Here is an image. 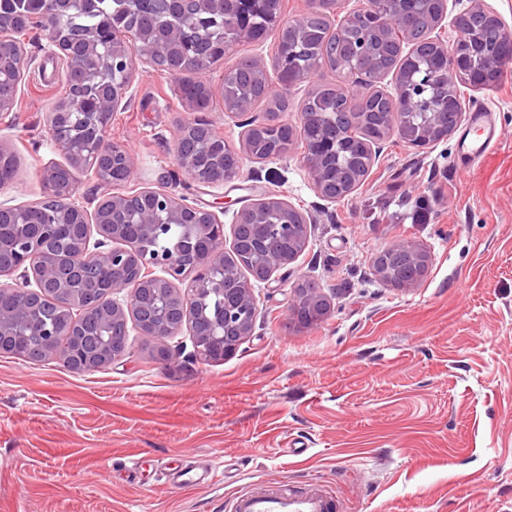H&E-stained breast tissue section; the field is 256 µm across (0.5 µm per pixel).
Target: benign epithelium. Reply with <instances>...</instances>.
I'll return each mask as SVG.
<instances>
[{
	"label": "benign epithelium",
	"instance_id": "1",
	"mask_svg": "<svg viewBox=\"0 0 512 512\" xmlns=\"http://www.w3.org/2000/svg\"><path fill=\"white\" fill-rule=\"evenodd\" d=\"M377 0H358L352 13L369 27L380 24L374 3ZM136 10L147 16H161L168 22L167 39L178 44L182 66L167 67L169 75L180 77L189 70L204 72L210 69L208 54L214 43L225 40L230 44L244 40L258 41L266 34L255 31L260 18L261 3L257 0H134ZM81 6V0H43L39 18L50 44L59 50L69 67L68 86L71 96L55 105L47 113V129L54 144L79 145L72 154L77 167L94 170L102 177L118 170L122 183L132 181L135 165L132 155L121 145L107 139L112 117L125 97L129 84L115 81L138 65L157 66L164 55L163 43L141 38L129 28H117L112 18L105 20L102 31L86 33L79 47L68 48L53 36L56 24L72 15ZM502 30L512 40V30L506 28L497 11L488 0H472L468 8ZM266 16L273 22L277 45H282L289 30L298 26L301 16L287 19L280 6L267 7ZM443 45L444 58L451 61L461 76L471 77L468 86L485 89L497 82V62L488 54L475 50L463 51L456 40L446 41L441 35L432 37ZM412 57L403 59L404 75L400 91L422 82L428 75L406 65ZM25 56L13 54L12 48L0 44V82L10 70L23 72ZM367 78L350 75L341 84L343 106L354 107L364 93ZM453 108L464 115L462 101L443 92L437 112H407L397 104L387 113V130L406 134L408 144L424 149L438 141L441 115ZM307 135L303 139V163L313 167L314 155L332 154L336 159V178L348 174L343 162V138L330 136L304 119ZM182 132H177L174 143L177 167L193 182L209 185L226 182L240 176L243 163L252 160L248 150L238 154L236 167L224 170V152L211 149L206 143L204 155L182 148ZM47 220L31 229L20 218H15L17 233L10 239H0V254L6 251L31 253L37 257L35 265L17 263L0 273L13 278L10 284L0 283V291L8 292L12 303L0 307V355L15 356L19 338V324L40 304L50 290L61 287L84 293L94 307L97 326L128 330L133 323L139 335L154 345L155 358L168 364L181 353L170 344L183 328L191 332L195 356L204 362H215L232 355L243 341L252 335L260 310L252 284L241 282L246 276L242 267H231L229 255L247 252L260 255L265 261L266 274L262 283L288 266L299 255L295 250L309 236V221L301 224L288 222L283 217L273 226L268 236L241 239L232 235L231 249L224 248V224L219 211L190 204L184 196L170 189L134 190L127 194L105 193L93 211L80 203L75 183L71 180L57 183L56 191L45 197ZM96 226L101 239L90 250V228ZM182 229L183 247L162 248L157 242L169 230ZM405 247L396 242L381 251L374 260V271L381 279L388 278V265L382 258ZM191 278V286L182 290L176 282ZM122 298H117V295ZM331 310V304L322 291L314 296L300 294L294 288L290 304L291 319L311 316L320 307ZM87 308L76 306L58 318H43L33 324V335L38 351L61 359L68 368L93 370L112 364L128 352L127 341L113 338L104 341L100 333L89 332L85 322ZM94 335L93 344L85 345L80 337Z\"/></svg>",
	"mask_w": 512,
	"mask_h": 512
}]
</instances>
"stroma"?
<instances>
[{"mask_svg": "<svg viewBox=\"0 0 512 512\" xmlns=\"http://www.w3.org/2000/svg\"><path fill=\"white\" fill-rule=\"evenodd\" d=\"M26 51L0 112V143L23 161L0 201L19 206L65 161L45 125L63 62L42 36ZM464 99L488 106L501 135L480 162H460V127L424 150L395 136L354 193L324 200L298 145L232 181L190 182L173 155L191 117L177 81L137 68L108 131L134 158L131 189L227 203L228 227L277 197L312 217L310 236L276 282L254 284L255 329L224 360L197 362L184 333L166 367L134 330L124 358L90 372L0 356V512H225L234 493L272 484L327 489L334 512H512V75ZM396 241L430 256L416 288L372 269ZM303 281L332 300L307 327L288 312ZM187 462L212 483L178 487Z\"/></svg>", "mask_w": 512, "mask_h": 512, "instance_id": "35a3bbf8", "label": "stroma"}]
</instances>
